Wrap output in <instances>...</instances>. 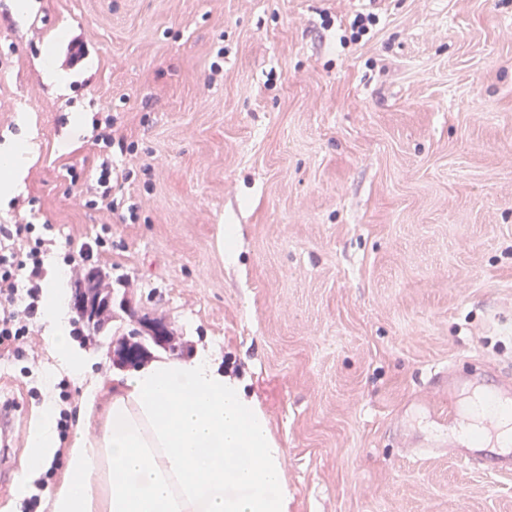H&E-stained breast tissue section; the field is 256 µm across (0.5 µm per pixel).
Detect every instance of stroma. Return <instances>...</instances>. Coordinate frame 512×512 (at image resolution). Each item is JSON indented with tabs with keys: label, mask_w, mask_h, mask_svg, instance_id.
<instances>
[{
	"label": "stroma",
	"mask_w": 512,
	"mask_h": 512,
	"mask_svg": "<svg viewBox=\"0 0 512 512\" xmlns=\"http://www.w3.org/2000/svg\"><path fill=\"white\" fill-rule=\"evenodd\" d=\"M15 2L0 0V143L23 112L39 149L0 223L51 222L53 266L110 228L112 318L82 345L73 401L129 372L114 351L148 316L171 333L151 358L209 346L244 380L288 512H512V474L398 433L414 398L447 410L439 369L512 379V0H33L22 21ZM360 12L376 23L355 41ZM49 48L68 93L41 78ZM108 116L127 150L97 143ZM106 156L130 175L114 213L82 207L64 171ZM32 346L24 364L0 353L19 396L0 512L20 510L47 377L67 376L45 330Z\"/></svg>",
	"instance_id": "stroma-1"
}]
</instances>
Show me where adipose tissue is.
Listing matches in <instances>:
<instances>
[{
	"mask_svg": "<svg viewBox=\"0 0 512 512\" xmlns=\"http://www.w3.org/2000/svg\"><path fill=\"white\" fill-rule=\"evenodd\" d=\"M18 123L22 133L0 146V196L21 186L38 150L26 117ZM68 301L60 269L45 288L43 320L50 348L82 376L89 358L72 342ZM58 412L54 400L45 401L19 489L55 458ZM77 427L68 476L47 495L49 512H288L281 451L268 421L210 348L113 377L106 397L89 387Z\"/></svg>",
	"mask_w": 512,
	"mask_h": 512,
	"instance_id": "ef3b65f1",
	"label": "adipose tissue"
}]
</instances>
